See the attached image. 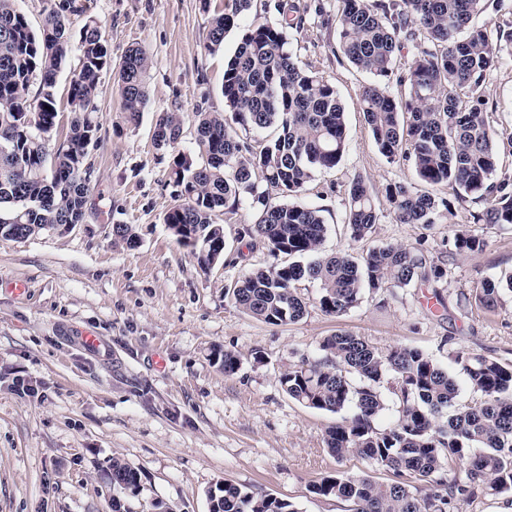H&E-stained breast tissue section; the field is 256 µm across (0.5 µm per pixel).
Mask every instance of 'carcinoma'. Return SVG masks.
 <instances>
[{
    "mask_svg": "<svg viewBox=\"0 0 512 512\" xmlns=\"http://www.w3.org/2000/svg\"><path fill=\"white\" fill-rule=\"evenodd\" d=\"M484 0H339L336 55L369 74L359 90L368 132L389 161L411 164L426 185H449L459 202L474 196L485 203L473 215L476 224H512V182L496 180L501 151L512 154V132L499 129L488 110L487 78L512 46V25L489 33L475 24ZM251 0H226L208 18V50L224 44ZM74 0H58L46 10L40 34L29 28L17 0H0V240L27 238L60 224H82L94 172L89 149L98 142V88L112 69L103 24L89 19L77 48L66 25ZM281 20L258 17L246 26L224 70L226 112L195 113L196 153L178 152L170 163L175 203L165 224L204 269L224 256L214 227L217 212L246 200L257 219L244 229L269 254L296 258L288 264L258 268L225 288V296L245 313L271 325L302 318L306 299L300 283L318 286L323 313L340 316L355 308L362 290L392 291L412 284L434 285L442 268L421 252L400 245L373 247L361 254L323 253L326 224L322 209L299 201L315 173L340 162L346 148L345 112L335 88L301 66L285 49L286 32L304 25L303 16ZM417 40L406 61V45ZM69 106L72 118L61 142H53L57 124L56 76L71 52ZM151 58L140 47L126 50L119 64L123 112L138 124L149 102L147 72ZM403 87L390 91V80ZM38 84L35 95L31 86ZM272 137L255 151L237 128ZM183 128L178 112L155 122L153 141L168 148ZM385 195L400 224H439L451 203L403 181L390 183ZM379 214L372 187L355 177L348 190L345 224L351 242L366 239ZM210 240L201 251L189 235ZM113 235L135 248L139 237L129 224ZM451 250H481L485 241L456 229ZM485 279L477 296L496 306L501 283ZM320 354L304 359L281 376L288 396L308 408L344 413L329 427L325 443L336 459L355 456L368 470L336 471L311 485L310 492L347 504V512H462V504L480 491L512 496V368L470 350L448 358L466 377L480 401L458 403V385L428 354L408 347L385 353L346 331L326 337ZM392 379L395 414L383 429L375 421L388 406L382 387ZM386 470L394 479L375 480ZM112 475L126 487L116 491L112 512H129L128 496L140 493V477L114 459ZM209 512H298L271 494L259 495L224 483L209 498Z\"/></svg>",
    "mask_w": 512,
    "mask_h": 512,
    "instance_id": "1",
    "label": "carcinoma"
}]
</instances>
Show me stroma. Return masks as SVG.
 Returning a JSON list of instances; mask_svg holds the SVG:
<instances>
[{"label":"stroma","mask_w":512,"mask_h":512,"mask_svg":"<svg viewBox=\"0 0 512 512\" xmlns=\"http://www.w3.org/2000/svg\"><path fill=\"white\" fill-rule=\"evenodd\" d=\"M287 2L306 17L303 28L289 30L287 50L334 86L347 115L341 161L316 174L301 196L324 211L326 253L349 248L348 190L363 175L377 191L380 216L363 248H419L446 271L444 304L426 285L367 288L357 307L332 317L316 303V286L304 282L307 311L298 321L270 325L237 308L226 285L270 262L267 247L241 236L255 212L244 201L218 214L224 256L202 269L164 221L174 203V151L157 148L152 132L160 113H182L178 149L194 148V112L226 109L224 67L243 28L210 53L200 0H75L71 36L94 17L113 59L131 47L147 50L150 98L140 124H128L116 75L104 72L84 223L0 240V512H112V458L140 473L131 512H148L156 500L175 512H208L207 491L226 480L289 500L298 512H345L343 502L309 487L366 464L327 450L326 431L339 414L289 398L283 373L339 330L382 352L422 350L443 366L453 348L512 366V291L502 290L492 309L474 298L480 280L512 271V224L474 223L478 201L454 205L428 228L396 223L383 190L416 176L409 162H388L365 128L358 93L371 77L336 57L338 2ZM488 92L499 123L511 125L512 51L490 73ZM116 224L132 225L139 246L116 240ZM455 226L484 239L485 248L450 253ZM14 280L25 283V294L8 291ZM87 332L100 337V350L83 346ZM227 351L239 359L230 376L218 359Z\"/></svg>","instance_id":"stroma-1"}]
</instances>
